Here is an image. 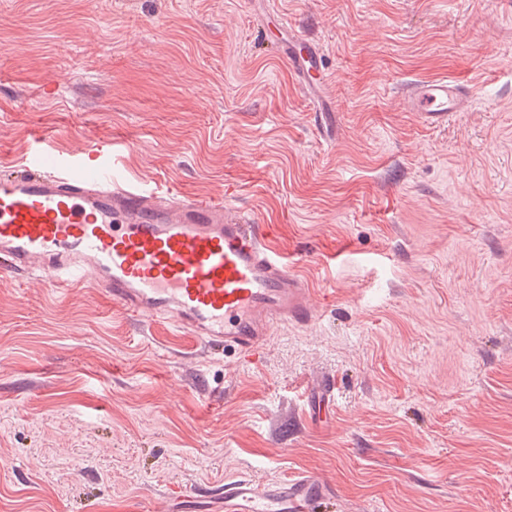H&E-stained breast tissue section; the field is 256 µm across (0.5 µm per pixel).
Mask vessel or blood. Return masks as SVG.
I'll list each match as a JSON object with an SVG mask.
<instances>
[{"label": "vessel or blood", "instance_id": "1", "mask_svg": "<svg viewBox=\"0 0 512 512\" xmlns=\"http://www.w3.org/2000/svg\"><path fill=\"white\" fill-rule=\"evenodd\" d=\"M278 53L318 112H327L318 47L280 26ZM470 93L445 80L407 86L403 106L424 123H447ZM111 144L73 165L0 172V271L49 274L62 292L94 285L130 317L176 326L211 350L250 359L274 329L315 319L311 290L269 230L227 212L223 199L162 197L126 183ZM214 512H325L334 492L314 476L256 485L240 478L205 493Z\"/></svg>", "mask_w": 512, "mask_h": 512}]
</instances>
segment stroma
<instances>
[{"label": "stroma", "mask_w": 512, "mask_h": 512, "mask_svg": "<svg viewBox=\"0 0 512 512\" xmlns=\"http://www.w3.org/2000/svg\"><path fill=\"white\" fill-rule=\"evenodd\" d=\"M275 6L322 49L332 131L244 0H0V160L111 140L127 182L270 225L316 312L246 365L0 275V512H168L173 484L299 473L330 512H512V0ZM422 79L467 82L469 109L423 124ZM310 389L312 391V407L315 408L311 414L314 417H320L322 409L330 403H334L336 399L335 385L329 380H323L317 385H311Z\"/></svg>", "instance_id": "1"}]
</instances>
